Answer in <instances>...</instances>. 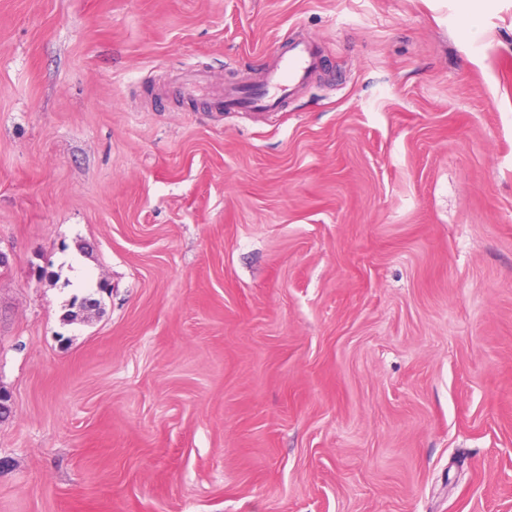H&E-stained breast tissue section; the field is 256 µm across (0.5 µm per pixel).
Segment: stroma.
Wrapping results in <instances>:
<instances>
[{"label": "stroma", "instance_id": "stroma-1", "mask_svg": "<svg viewBox=\"0 0 512 512\" xmlns=\"http://www.w3.org/2000/svg\"><path fill=\"white\" fill-rule=\"evenodd\" d=\"M0 256V512H512V0H0ZM320 60L313 47L288 43L278 50L273 64L265 69L262 81L249 97L234 87L212 98L224 111L262 110L275 112L288 99L290 92L307 81L319 68ZM180 93L186 98L209 96L212 91L210 89L208 74L202 71H194L193 74L180 85Z\"/></svg>", "mask_w": 512, "mask_h": 512}]
</instances>
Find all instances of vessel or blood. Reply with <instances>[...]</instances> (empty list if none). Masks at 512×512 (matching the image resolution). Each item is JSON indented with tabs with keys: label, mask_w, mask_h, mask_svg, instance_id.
I'll list each match as a JSON object with an SVG mask.
<instances>
[{
	"label": "vessel or blood",
	"mask_w": 512,
	"mask_h": 512,
	"mask_svg": "<svg viewBox=\"0 0 512 512\" xmlns=\"http://www.w3.org/2000/svg\"><path fill=\"white\" fill-rule=\"evenodd\" d=\"M320 60L310 45L289 43L281 47L273 64L265 69L262 81L250 96H243L234 87L225 88L216 95L223 110H279L287 100L293 88L307 81L319 68ZM184 97L195 98L212 94L209 76L196 71L180 86Z\"/></svg>",
	"instance_id": "vessel-or-blood-1"
}]
</instances>
